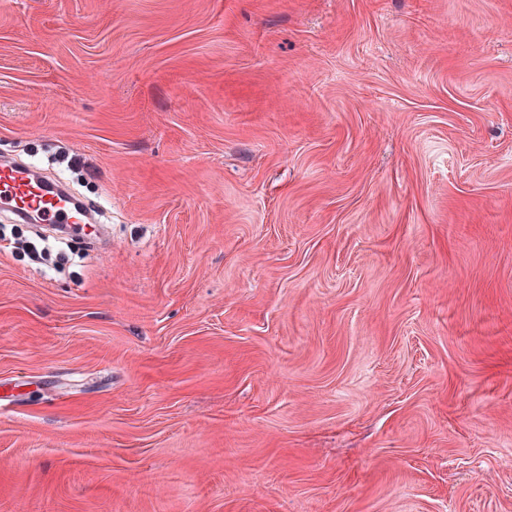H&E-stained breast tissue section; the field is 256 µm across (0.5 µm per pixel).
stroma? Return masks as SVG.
Masks as SVG:
<instances>
[{
	"instance_id": "stroma-1",
	"label": "stroma",
	"mask_w": 512,
	"mask_h": 512,
	"mask_svg": "<svg viewBox=\"0 0 512 512\" xmlns=\"http://www.w3.org/2000/svg\"><path fill=\"white\" fill-rule=\"evenodd\" d=\"M0 512H512V0H0ZM0 209L23 218L35 215L40 224L47 226L65 224L72 229L82 228L84 233L99 232L87 227L93 221L83 204L64 194L50 179L10 162L0 163ZM40 224L27 228L43 235Z\"/></svg>"
}]
</instances>
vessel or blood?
<instances>
[{
    "label": "vessel or blood",
    "instance_id": "1",
    "mask_svg": "<svg viewBox=\"0 0 512 512\" xmlns=\"http://www.w3.org/2000/svg\"><path fill=\"white\" fill-rule=\"evenodd\" d=\"M0 209L19 217L34 216L45 225L82 228L92 217L83 204L50 180L10 162L0 163Z\"/></svg>",
    "mask_w": 512,
    "mask_h": 512
}]
</instances>
